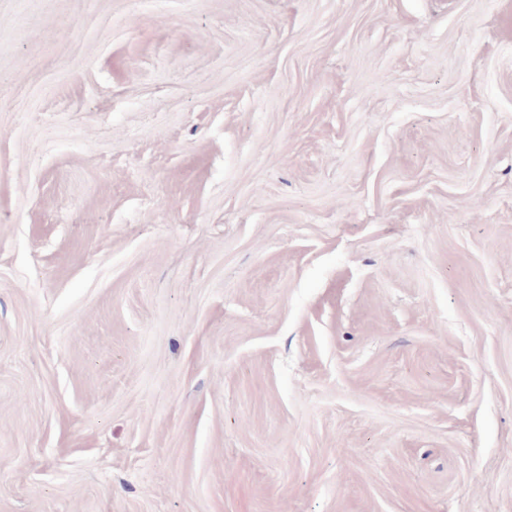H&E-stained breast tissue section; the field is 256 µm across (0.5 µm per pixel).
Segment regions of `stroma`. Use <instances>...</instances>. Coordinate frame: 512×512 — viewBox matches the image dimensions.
<instances>
[{
  "instance_id": "obj_1",
  "label": "stroma",
  "mask_w": 512,
  "mask_h": 512,
  "mask_svg": "<svg viewBox=\"0 0 512 512\" xmlns=\"http://www.w3.org/2000/svg\"><path fill=\"white\" fill-rule=\"evenodd\" d=\"M0 512H512V0H0Z\"/></svg>"
}]
</instances>
